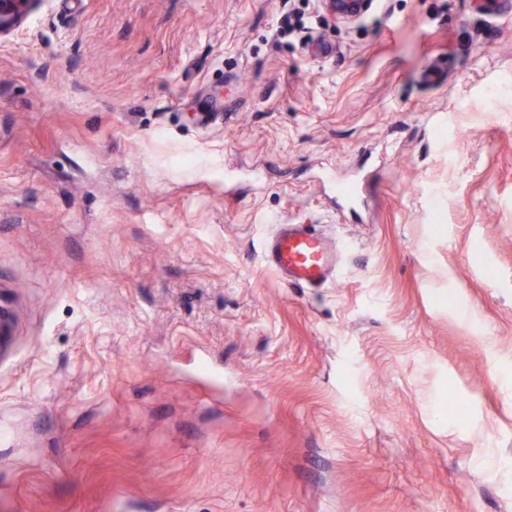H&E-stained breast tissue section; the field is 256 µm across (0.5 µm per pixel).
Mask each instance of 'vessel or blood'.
Returning <instances> with one entry per match:
<instances>
[{"instance_id":"1","label":"vessel or blood","mask_w":512,"mask_h":512,"mask_svg":"<svg viewBox=\"0 0 512 512\" xmlns=\"http://www.w3.org/2000/svg\"><path fill=\"white\" fill-rule=\"evenodd\" d=\"M346 244L335 242L307 224H279L263 248V261L289 284L317 287L336 273V254Z\"/></svg>"}]
</instances>
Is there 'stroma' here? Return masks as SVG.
I'll list each match as a JSON object with an SVG mask.
<instances>
[{"label":"stroma","mask_w":512,"mask_h":512,"mask_svg":"<svg viewBox=\"0 0 512 512\" xmlns=\"http://www.w3.org/2000/svg\"><path fill=\"white\" fill-rule=\"evenodd\" d=\"M488 1L36 0L0 34V512H512ZM310 216L349 245L317 288L262 261ZM326 11L336 20L352 23L361 19L371 8V0H323Z\"/></svg>","instance_id":"stroma-1"}]
</instances>
